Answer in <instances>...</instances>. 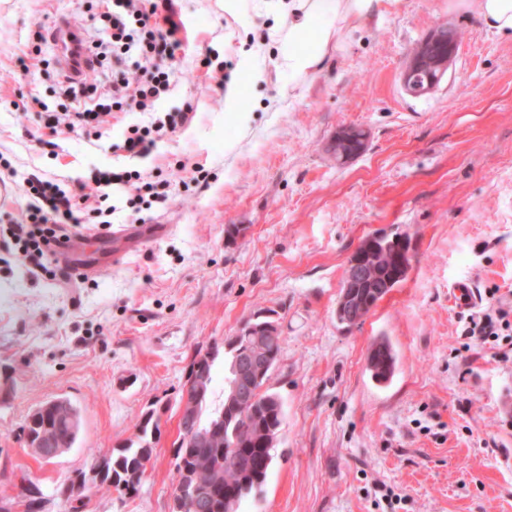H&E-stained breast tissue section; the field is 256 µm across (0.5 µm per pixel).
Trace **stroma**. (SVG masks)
I'll list each match as a JSON object with an SVG mask.
<instances>
[{
    "instance_id": "1",
    "label": "stroma",
    "mask_w": 512,
    "mask_h": 512,
    "mask_svg": "<svg viewBox=\"0 0 512 512\" xmlns=\"http://www.w3.org/2000/svg\"><path fill=\"white\" fill-rule=\"evenodd\" d=\"M175 11L179 82L157 109L189 103L195 116L132 160L111 145L136 114L99 136L69 133L54 155L36 139L43 115L18 109L56 97L51 69L21 75L17 57L55 17L90 22L91 0H0V153L18 170L0 182V239L23 218L30 173L90 183L136 169L174 191L106 229L87 216L95 237L76 251L87 281L31 274L18 249H0V512H24L27 479L45 512H65L57 486L134 438L153 408L160 435L139 491L88 490L82 512H169L176 391L198 348L258 315L283 330L268 386L285 419L262 492L238 512H512V418L499 410L512 335L467 351L462 334L490 289L512 302V37L483 27L477 0H401L343 30L325 66L300 78L271 38L279 0H175ZM442 23L461 32L457 53L433 92L413 96L401 67ZM208 52L232 59L227 87L201 69ZM346 124L365 127L368 146L339 165L328 145ZM198 163L210 176L197 185ZM376 232L407 235L412 267L347 328L336 320L347 261ZM458 281L475 284L471 305L454 301ZM382 336L398 356L386 385L365 371ZM57 397L80 408L82 427L45 462L18 432Z\"/></svg>"
}]
</instances>
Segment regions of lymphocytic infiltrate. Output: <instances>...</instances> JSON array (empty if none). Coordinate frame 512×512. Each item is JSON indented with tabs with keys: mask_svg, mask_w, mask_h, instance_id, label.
<instances>
[{
	"mask_svg": "<svg viewBox=\"0 0 512 512\" xmlns=\"http://www.w3.org/2000/svg\"><path fill=\"white\" fill-rule=\"evenodd\" d=\"M94 19L99 24L88 49L97 61L113 60L111 87L99 92L95 79L75 84L66 78L57 81L59 103L49 114L45 146L56 148L57 141L75 128L107 124L115 112H139L146 123L129 125L121 141L113 143L114 152L125 157L146 158L157 142L185 127L189 111L155 113L157 102L177 85L176 53L182 45L173 19V0H96ZM28 202L26 221L12 225V240L20 244L32 273L47 272L54 261L53 244L67 238L70 229L81 226L86 214L113 216L117 208L108 199L111 189L125 193L133 212H140L146 199L163 203L170 197V185L155 181L137 170H105L94 185L78 184L67 190L54 178H25ZM512 319V306L497 304L470 316L463 334L469 346L485 344L497 337V327Z\"/></svg>",
	"mask_w": 512,
	"mask_h": 512,
	"instance_id": "1",
	"label": "lymphocytic infiltrate"
}]
</instances>
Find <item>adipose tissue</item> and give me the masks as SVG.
I'll list each match as a JSON object with an SVG mask.
<instances>
[{"instance_id":"adipose-tissue-1","label":"adipose tissue","mask_w":512,"mask_h":512,"mask_svg":"<svg viewBox=\"0 0 512 512\" xmlns=\"http://www.w3.org/2000/svg\"><path fill=\"white\" fill-rule=\"evenodd\" d=\"M400 0H293L289 13L306 8L309 14L322 19L320 33H311L305 22L296 21L288 28H274L272 36L280 44L279 62L295 76H303L318 70L328 55L332 43L333 28L343 23L359 26L379 9L393 10Z\"/></svg>"}]
</instances>
